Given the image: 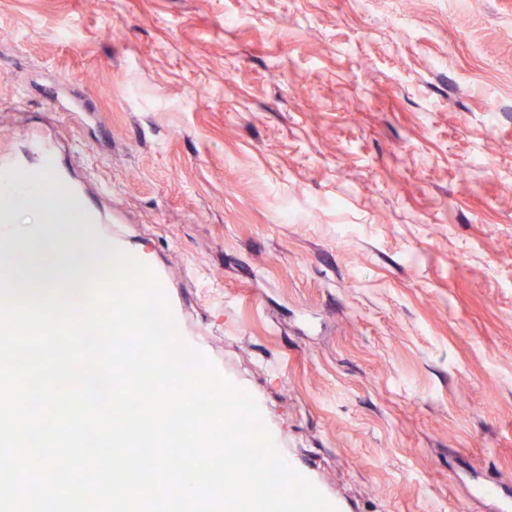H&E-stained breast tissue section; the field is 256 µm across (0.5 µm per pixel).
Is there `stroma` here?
Instances as JSON below:
<instances>
[{"mask_svg": "<svg viewBox=\"0 0 512 512\" xmlns=\"http://www.w3.org/2000/svg\"><path fill=\"white\" fill-rule=\"evenodd\" d=\"M31 127L342 512L512 501V0H0Z\"/></svg>", "mask_w": 512, "mask_h": 512, "instance_id": "stroma-1", "label": "stroma"}]
</instances>
